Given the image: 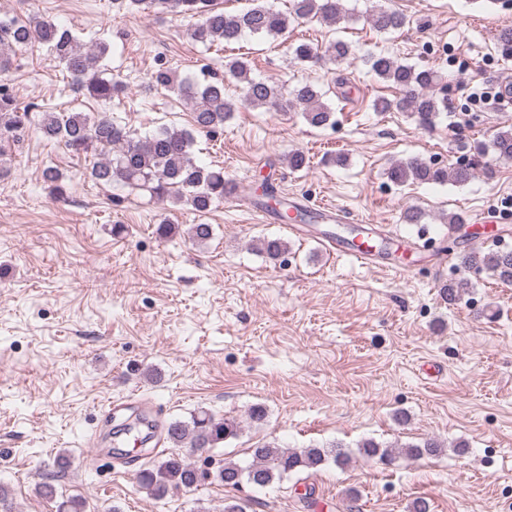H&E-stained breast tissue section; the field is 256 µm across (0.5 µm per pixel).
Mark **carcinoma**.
<instances>
[{"label": "carcinoma", "mask_w": 512, "mask_h": 512, "mask_svg": "<svg viewBox=\"0 0 512 512\" xmlns=\"http://www.w3.org/2000/svg\"><path fill=\"white\" fill-rule=\"evenodd\" d=\"M118 8L129 13L156 10L159 14L175 13L195 20L190 37L202 44L216 41L232 44L246 35L277 37L298 19H315L334 25L343 18L341 0H288L287 11H279L268 5L267 0H248V7L227 13L217 9L213 0H114ZM371 23L377 31H390L401 27L403 18L385 8L371 15ZM35 43L46 46L56 61L69 74L73 90L88 93L91 97L107 102L124 92V85L104 77V71L96 67L107 51V44L98 42L85 47L71 29L51 20L20 22L0 17V145L15 142L29 129L40 133L47 140L63 145L75 154L99 151L101 159L93 163L87 176L98 184H122L140 188L160 201L187 207L199 213L209 211L224 201L231 192L224 169L199 165L192 156L194 133L215 134L224 128L233 112L242 106L263 108L267 112L291 109L301 114L313 127L334 124V110L323 101L325 92L311 81L298 82L290 87H279L249 76L248 62L243 58H231L224 63V70L243 84L241 98L234 100L224 94V82L208 81L204 84L175 83L174 72L160 66L153 73L156 86L177 94L192 114L193 128L178 129L162 126L139 136L126 126L114 121L109 112L89 114L42 110L34 105L21 107L2 77L13 67L16 51ZM351 55L350 46L334 41L325 49L306 42L293 46V56L302 64L313 66L324 63L330 56L344 61ZM370 70L381 81L401 92L395 100L379 98L373 102L376 112H408L419 125L427 128L434 124L441 107L448 102L447 85L432 68L416 67L397 56L380 52L368 56ZM494 153L500 159L512 160V129L495 133L492 140ZM473 168L469 164L434 167L418 158L393 164L388 171L389 179L396 185L409 181L444 184L452 181L463 185L470 181ZM44 182L59 199L63 189L59 185L61 175L54 167L43 171ZM259 205L268 208L284 222L316 215L298 208L292 212L288 204L276 199L272 185L263 189ZM257 250L275 260L288 250L280 237H263L258 240ZM467 270L487 271L497 281L512 284V251L499 250L484 253L471 251L461 259ZM468 282L460 279L443 285L442 295L452 303L459 299ZM240 431L238 422L217 419L211 413L200 410L190 419H175L168 423L170 451L157 463L139 471L140 487L156 498L164 497L172 488L191 489L209 477V472L191 463L179 452L181 448L194 451H211L224 441L235 438ZM443 451V444L428 438L408 443L398 454L408 459H421ZM359 452L366 458L387 459L393 451L373 439L359 445ZM348 457L336 447L285 448L276 442H265L252 449V461L245 467L226 461L216 471L215 478L227 486H238L242 481L264 487L293 474L313 475L323 466L333 463L347 464Z\"/></svg>", "instance_id": "obj_1"}]
</instances>
